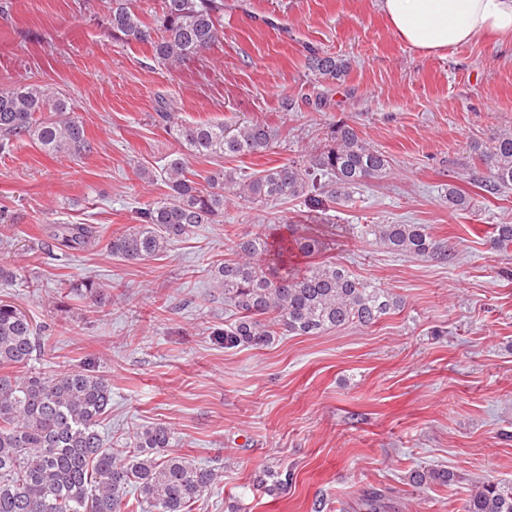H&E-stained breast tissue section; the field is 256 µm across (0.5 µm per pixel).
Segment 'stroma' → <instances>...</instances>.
Returning a JSON list of instances; mask_svg holds the SVG:
<instances>
[{
  "mask_svg": "<svg viewBox=\"0 0 512 512\" xmlns=\"http://www.w3.org/2000/svg\"><path fill=\"white\" fill-rule=\"evenodd\" d=\"M224 35L170 70L150 45L114 41L105 0H0V90L23 83L61 92L84 125L87 151L52 155L32 139L0 150V300L41 327L57 365H87L112 383L102 424L113 448L162 423L173 449L222 480L196 512H361L364 494L391 489L396 512H463L471 483L512 484V247L493 227L512 223V189L449 210L478 149L512 129V47L492 37L426 55L403 43L378 0H224ZM316 47L346 59L344 80L321 82ZM185 123H265L269 151L194 157L199 185L224 168L251 175L308 158L330 127L353 126L392 162L388 178L351 205L312 212L299 200L234 204L165 256L129 264L106 240L43 247L52 224L125 230L163 198L144 183L179 145L160 110ZM260 224H308L329 257L404 306L377 324L320 336H278L228 349L224 296L210 272L238 235ZM363 224H427L448 240L447 263L388 253ZM89 277L106 297L60 301L61 283ZM453 471L448 486L414 487L410 472ZM289 471L287 492L268 470Z\"/></svg>",
  "mask_w": 512,
  "mask_h": 512,
  "instance_id": "stroma-1",
  "label": "stroma"
}]
</instances>
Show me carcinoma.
Masks as SVG:
<instances>
[{"label":"carcinoma","instance_id":"1","mask_svg":"<svg viewBox=\"0 0 512 512\" xmlns=\"http://www.w3.org/2000/svg\"><path fill=\"white\" fill-rule=\"evenodd\" d=\"M136 0H109L112 38L146 43L157 63L169 67L208 49L219 40L218 15L224 0H163L161 35L140 17ZM310 67L323 81H339L349 62L318 49ZM180 149L146 183L161 178L165 198L137 211V223L110 238V252L128 263L163 256L202 224H214L224 208L240 199L275 204L304 199L310 208L325 202L347 204L359 187L391 170L387 155L345 123L302 163L262 170L252 177L234 168L219 170L201 189L190 178L192 157L244 156L271 148L277 134L258 122L178 124L172 113H158ZM28 137L51 154L89 147L84 127L70 115L67 102L41 85L18 84L0 91V149ZM484 170H473L469 187H448V208L467 210L470 188L495 195L512 189V131L493 134L480 147ZM360 232L391 253L448 262L454 247L438 239L427 224H363ZM93 224H58L53 243L84 248L99 239ZM329 243L312 228L290 225L286 233L269 226L233 241V257L211 274L212 287L224 293L232 318L224 325V347H264L282 335L319 336L348 324L372 326L404 306L385 288L354 278L339 262L321 259ZM298 252L312 262L296 274L288 258ZM67 294L102 303L97 284L88 278L65 284ZM37 329L17 306L0 301V512H193L194 505L221 479L214 468L171 452L174 433L163 424L137 432L131 454L121 456L106 441L101 424L112 410V384L93 370L69 368L34 371ZM409 480L417 487L456 481L448 469H417ZM366 512L388 508L386 496L362 498ZM464 512H512V484L494 480L472 485Z\"/></svg>","mask_w":512,"mask_h":512}]
</instances>
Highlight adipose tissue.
I'll use <instances>...</instances> for the list:
<instances>
[{
    "label": "adipose tissue",
    "mask_w": 512,
    "mask_h": 512,
    "mask_svg": "<svg viewBox=\"0 0 512 512\" xmlns=\"http://www.w3.org/2000/svg\"><path fill=\"white\" fill-rule=\"evenodd\" d=\"M397 37L426 54L493 34L512 42V0H379Z\"/></svg>",
    "instance_id": "ef3b65f1"
}]
</instances>
